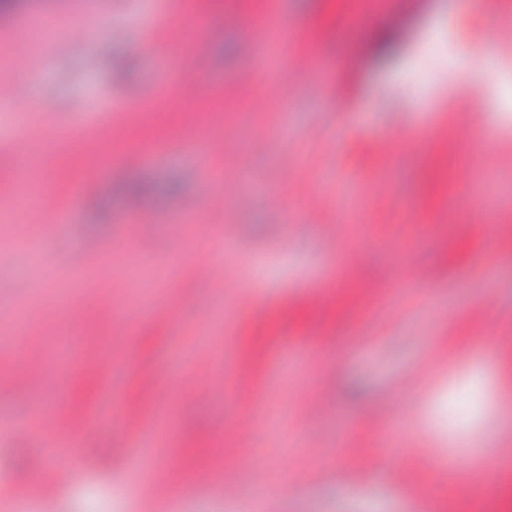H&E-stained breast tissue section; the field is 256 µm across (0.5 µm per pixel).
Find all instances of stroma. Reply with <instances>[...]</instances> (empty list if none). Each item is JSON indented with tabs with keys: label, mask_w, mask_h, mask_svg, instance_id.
<instances>
[{
	"label": "stroma",
	"mask_w": 512,
	"mask_h": 512,
	"mask_svg": "<svg viewBox=\"0 0 512 512\" xmlns=\"http://www.w3.org/2000/svg\"><path fill=\"white\" fill-rule=\"evenodd\" d=\"M18 2L16 13L0 14V85L30 92L0 111V189L10 190L21 155L33 150L58 153L61 171L43 179L55 194L71 179L93 189L70 200L72 221L58 231L0 198V308L21 314L0 322V336H30L23 358L0 354V422L62 414L64 397L84 383L63 372L62 350L77 334L104 360L85 409L102 414L119 401L147 420L164 402L181 440L171 500L131 473L130 435L108 421L41 456L0 435V496L49 500L56 512H170L173 503L180 512H469L452 495L460 469L512 476V431L497 429L485 369L512 349L502 341L512 335V244L496 247L489 223L512 213V39L487 53L501 66L497 78L454 86L448 60L486 43L482 17L460 37L461 0H415L387 61L371 39L388 24L382 0H370L354 28L340 21V0H277L280 34L294 18L329 34L333 73L298 70L287 93L268 79L229 91L212 102L222 120L208 129L210 152L124 164L135 142L176 134L192 120L190 101L177 99L116 144L101 171L80 147L124 119L131 93L185 65L224 85L251 68L242 52L251 34L226 20V0H209L222 38L188 33L197 54L172 53L162 66L136 19L146 9L156 24L175 22L177 0H97L89 30L69 0ZM37 38L35 81L8 48ZM467 116L489 130L469 156L453 136ZM392 134L399 141L387 160L379 139ZM462 170L467 231L427 223ZM133 182L145 193L131 196ZM212 194L223 196V209L207 205ZM273 194L313 203V222L296 207L273 208ZM133 200L135 217L127 213ZM411 214L423 224L410 228ZM144 240L157 244L153 266L169 287L156 314L130 332L91 299L97 290L128 304L124 270ZM421 261L440 272L426 288L411 278ZM205 262L223 266V281L201 272ZM175 264L182 273L168 278ZM349 265L361 283L390 280L387 310L359 302L354 289L334 309L309 304L310 293ZM239 282L252 306L238 303ZM49 308L54 320H42ZM316 320L335 331L329 350L296 361L273 350L275 340L302 335ZM242 360L258 398L233 404L224 387ZM21 363L43 376L42 406L30 403L16 376ZM316 397L327 411L312 418L305 408ZM241 419L248 433L229 435ZM492 433L498 457H472L469 442ZM75 459L82 481L48 487L49 468ZM217 461L233 497L197 478Z\"/></svg>",
	"instance_id": "1"
}]
</instances>
